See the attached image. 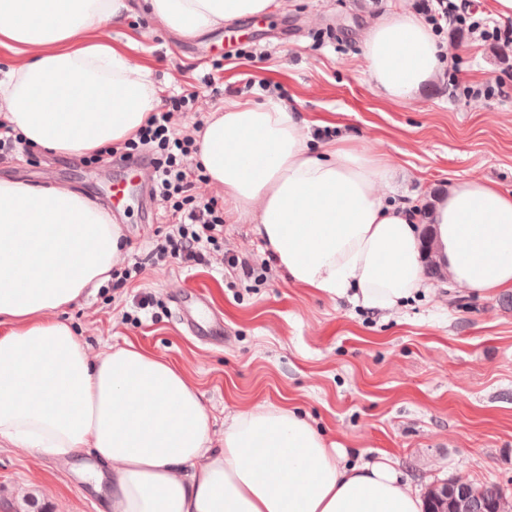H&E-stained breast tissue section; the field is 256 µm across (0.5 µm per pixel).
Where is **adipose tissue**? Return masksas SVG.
<instances>
[{
    "label": "adipose tissue",
    "instance_id": "obj_1",
    "mask_svg": "<svg viewBox=\"0 0 512 512\" xmlns=\"http://www.w3.org/2000/svg\"><path fill=\"white\" fill-rule=\"evenodd\" d=\"M182 36L270 13L277 0H143ZM128 0H0V118L56 155L135 137L158 104L150 71L97 31ZM376 89L409 99L441 64L416 15L378 18L364 39ZM284 101L232 102L210 117L199 159L231 215L288 280L321 295L395 309L425 289L422 239L458 286L512 292V193L463 180L418 209L388 201L386 167L347 142L313 145ZM122 230L81 192L0 179V441L111 464L112 512H424L388 463L346 456L286 406H255L212 433L194 385L133 345L95 354L60 314L110 281Z\"/></svg>",
    "mask_w": 512,
    "mask_h": 512
}]
</instances>
